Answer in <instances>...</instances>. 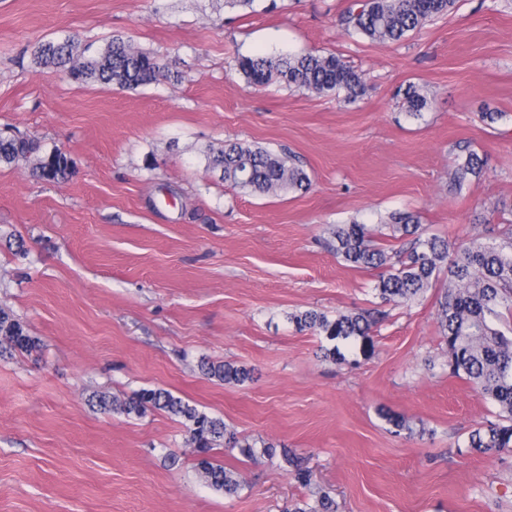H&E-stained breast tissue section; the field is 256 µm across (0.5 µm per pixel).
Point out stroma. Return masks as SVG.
<instances>
[{"label": "stroma", "mask_w": 512, "mask_h": 512, "mask_svg": "<svg viewBox=\"0 0 512 512\" xmlns=\"http://www.w3.org/2000/svg\"><path fill=\"white\" fill-rule=\"evenodd\" d=\"M352 0H0V129L66 153L70 178L0 166V307L36 346L0 353V512H280L328 493L338 512H512V449L470 448L498 409L448 375L439 280L382 301L330 228L417 212L430 235L500 238L512 223V0H457L408 40L343 33ZM121 35L175 79L134 90L79 85L37 63L48 40L103 48ZM333 53L363 97L247 84L239 56ZM429 100L407 113L406 85ZM495 111V123L481 115ZM234 140L297 155L306 191L254 195L206 169ZM484 173L452 187L458 158ZM369 311L367 341H332L289 314ZM252 369L242 384L201 362ZM164 388L239 437L303 457L311 486L278 464L215 449L241 474L227 497L196 469L181 419L106 413ZM404 416L395 433L378 409Z\"/></svg>", "instance_id": "obj_1"}]
</instances>
